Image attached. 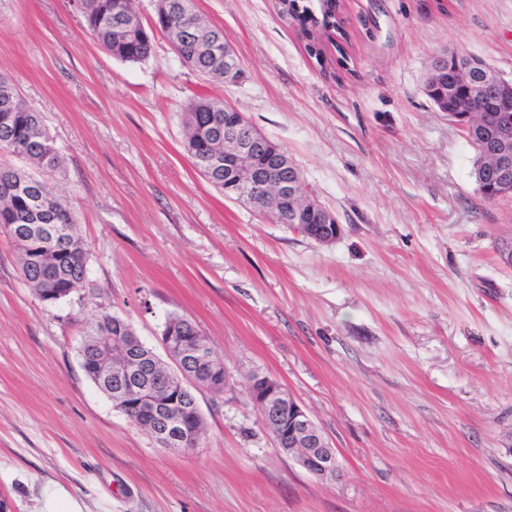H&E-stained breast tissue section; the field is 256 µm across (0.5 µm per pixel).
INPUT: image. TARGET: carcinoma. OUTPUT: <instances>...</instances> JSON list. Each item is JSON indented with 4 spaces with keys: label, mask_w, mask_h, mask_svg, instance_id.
<instances>
[{
    "label": "carcinoma",
    "mask_w": 512,
    "mask_h": 512,
    "mask_svg": "<svg viewBox=\"0 0 512 512\" xmlns=\"http://www.w3.org/2000/svg\"><path fill=\"white\" fill-rule=\"evenodd\" d=\"M84 15L96 41L107 53L125 62H141L153 53V42L145 26L129 31L122 26L124 12L134 9L133 0H74ZM164 10L163 0H156V24L178 45L181 60L207 81H224V47L199 54L195 44L201 30H214L196 13L186 15L180 9L183 0H170ZM285 10L300 21L307 39L309 56L322 62L321 30L329 27L343 32L338 4L319 0V12L302 6L298 0H282ZM220 103L204 96L195 97L185 112L187 135L185 151L198 155L204 151L200 132L221 118ZM22 160L24 167L0 166V183L13 184L14 193L0 199V231L11 237L21 249L22 273L40 299L53 288L76 289L85 279L88 248L76 232V218L46 187L41 173L55 172L61 157L55 140L48 133L40 112L24 103L16 88L0 84V153ZM37 224H51L61 229L64 247L58 253L38 255L30 242V230Z\"/></svg>",
    "instance_id": "obj_1"
}]
</instances>
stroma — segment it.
Wrapping results in <instances>:
<instances>
[{
	"mask_svg": "<svg viewBox=\"0 0 512 512\" xmlns=\"http://www.w3.org/2000/svg\"><path fill=\"white\" fill-rule=\"evenodd\" d=\"M241 69L200 79L155 24L144 62L105 52L73 0H0V75L61 153L48 189L90 254L42 301L0 233V498L13 512H512V198L424 91L433 61L512 78V0H340L346 38L309 58L281 0H193ZM198 95L281 145L342 226L320 245L225 198L183 149ZM103 312L163 353L168 317L222 356L200 447H158L85 374ZM278 380L338 450L315 478L246 393Z\"/></svg>",
	"mask_w": 512,
	"mask_h": 512,
	"instance_id": "1",
	"label": "stroma"
}]
</instances>
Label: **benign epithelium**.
Listing matches in <instances>:
<instances>
[{"instance_id": "benign-epithelium-1", "label": "benign epithelium", "mask_w": 512, "mask_h": 512, "mask_svg": "<svg viewBox=\"0 0 512 512\" xmlns=\"http://www.w3.org/2000/svg\"><path fill=\"white\" fill-rule=\"evenodd\" d=\"M222 44L218 35L200 39L202 51ZM224 45V44H222ZM239 77V63L229 45H224V80ZM427 93L433 104L459 127L465 139L480 144L476 171L479 183L492 176L493 199L512 198V79L504 78L480 59L442 56L429 72ZM488 100L490 106L480 103ZM204 165L209 171H224V196L252 205L279 224H288L319 243L334 241L342 232L336 215L304 192L301 170L283 148L260 132L236 108L224 106V136L211 142ZM123 323L93 337L99 367L94 383L105 391L123 414L147 417L149 434L170 449L186 446L197 436L195 419L185 423L174 413L176 405L197 393L213 390L215 384L204 370L216 374L225 369L224 360L203 336L189 345L173 342L176 327L163 331L162 343L170 363L163 378L157 377V358L124 336ZM247 394L262 412V420L276 446L292 455L316 478L335 482L341 477L336 454L310 414L281 383L267 374L250 375Z\"/></svg>"}]
</instances>
